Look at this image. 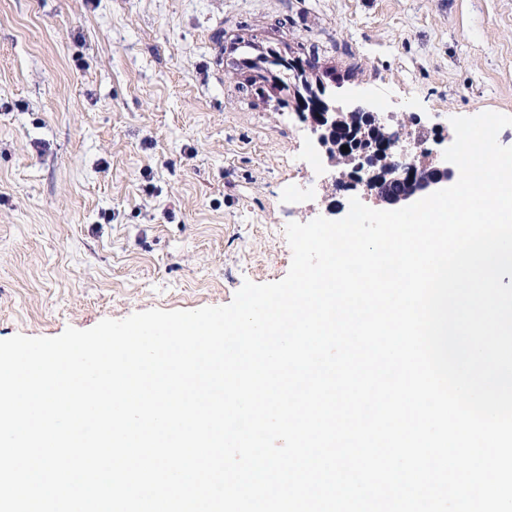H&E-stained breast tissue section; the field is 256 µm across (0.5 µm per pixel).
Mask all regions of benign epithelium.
Segmentation results:
<instances>
[{
  "label": "benign epithelium",
  "mask_w": 512,
  "mask_h": 512,
  "mask_svg": "<svg viewBox=\"0 0 512 512\" xmlns=\"http://www.w3.org/2000/svg\"><path fill=\"white\" fill-rule=\"evenodd\" d=\"M246 63L231 58L246 85L263 88L264 104L275 112H293L307 126L312 147L334 161L356 154L359 162L343 177L340 187L364 189L382 203L409 205L448 187L454 164L418 147L408 160L394 159L399 142L385 130L377 113L359 104H345L328 89L319 70L270 38L253 46ZM349 151L344 152L341 146Z\"/></svg>",
  "instance_id": "7a95c632"
}]
</instances>
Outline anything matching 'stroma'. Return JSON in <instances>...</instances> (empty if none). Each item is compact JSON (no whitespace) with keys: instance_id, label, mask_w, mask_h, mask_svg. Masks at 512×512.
I'll return each mask as SVG.
<instances>
[{"instance_id":"35a3bbf8","label":"stroma","mask_w":512,"mask_h":512,"mask_svg":"<svg viewBox=\"0 0 512 512\" xmlns=\"http://www.w3.org/2000/svg\"><path fill=\"white\" fill-rule=\"evenodd\" d=\"M278 37L389 125L512 115V0H0V340L229 304L353 191L224 60Z\"/></svg>"}]
</instances>
